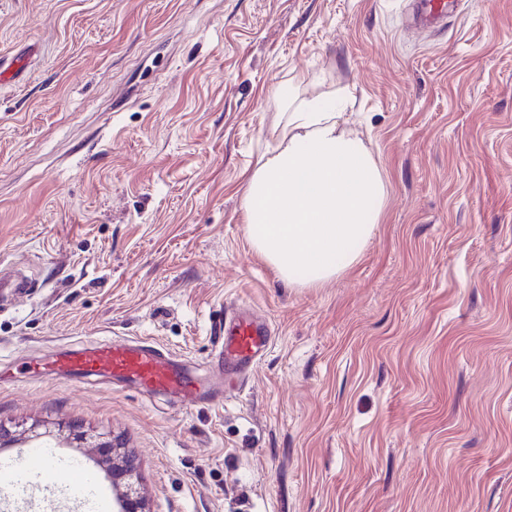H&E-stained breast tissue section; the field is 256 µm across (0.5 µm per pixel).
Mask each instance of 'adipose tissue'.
<instances>
[{
	"instance_id": "ef3b65f1",
	"label": "adipose tissue",
	"mask_w": 512,
	"mask_h": 512,
	"mask_svg": "<svg viewBox=\"0 0 512 512\" xmlns=\"http://www.w3.org/2000/svg\"><path fill=\"white\" fill-rule=\"evenodd\" d=\"M274 134L243 200L247 234L282 282L316 287L357 261L381 220L386 183L324 99L302 100Z\"/></svg>"
}]
</instances>
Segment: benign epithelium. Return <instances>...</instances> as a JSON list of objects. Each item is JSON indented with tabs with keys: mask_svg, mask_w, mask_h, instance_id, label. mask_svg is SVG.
I'll list each match as a JSON object with an SVG mask.
<instances>
[{
	"mask_svg": "<svg viewBox=\"0 0 512 512\" xmlns=\"http://www.w3.org/2000/svg\"><path fill=\"white\" fill-rule=\"evenodd\" d=\"M56 437L78 448H91L100 455L99 463L112 474V492L115 496L114 512H150L142 491L141 467L135 452L106 434L80 426L60 425L52 430L49 424L34 422L30 426L19 424L11 431L0 424V441H38Z\"/></svg>",
	"mask_w": 512,
	"mask_h": 512,
	"instance_id": "obj_1",
	"label": "benign epithelium"
}]
</instances>
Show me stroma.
<instances>
[{"label": "stroma", "mask_w": 512, "mask_h": 512, "mask_svg": "<svg viewBox=\"0 0 512 512\" xmlns=\"http://www.w3.org/2000/svg\"><path fill=\"white\" fill-rule=\"evenodd\" d=\"M0 0V423L139 458L150 512H512V0ZM335 98L388 195L346 273L277 279L243 199L289 96ZM273 334L189 410L55 354L148 340L211 371L214 310ZM457 0H419V11L425 16L427 24H437L448 18V11L453 8Z\"/></svg>", "instance_id": "stroma-1"}]
</instances>
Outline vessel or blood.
Instances as JSON below:
<instances>
[{"label": "vessel or blood", "instance_id": "1", "mask_svg": "<svg viewBox=\"0 0 512 512\" xmlns=\"http://www.w3.org/2000/svg\"><path fill=\"white\" fill-rule=\"evenodd\" d=\"M453 0H418L427 23L447 19ZM217 334V361L235 375L248 374L270 341L266 322L240 308L213 323ZM48 376L70 375L93 378L111 376L149 397L165 396L187 407L209 402L213 390L203 389L199 378L168 352L149 341H116L93 344L63 354L47 369ZM70 478L68 494L90 501L95 512H112L110 489L86 467L83 459L63 455L48 445H28L0 459V487L22 496L34 485L51 487L57 474Z\"/></svg>", "mask_w": 512, "mask_h": 512}]
</instances>
